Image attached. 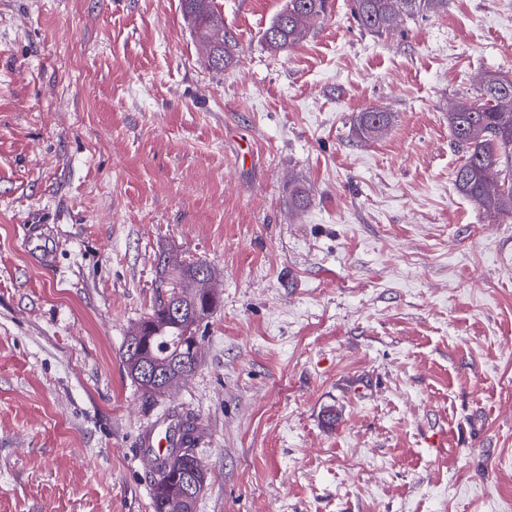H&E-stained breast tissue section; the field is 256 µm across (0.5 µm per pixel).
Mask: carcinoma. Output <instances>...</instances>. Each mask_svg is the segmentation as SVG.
Instances as JSON below:
<instances>
[{
	"label": "carcinoma",
	"mask_w": 512,
	"mask_h": 512,
	"mask_svg": "<svg viewBox=\"0 0 512 512\" xmlns=\"http://www.w3.org/2000/svg\"><path fill=\"white\" fill-rule=\"evenodd\" d=\"M351 14L359 27L377 36L390 33L397 19L420 13H440L448 0H351ZM330 0H286L264 41L275 52L286 51L305 36L310 20L328 12ZM181 9L190 21L195 37L210 66L222 70L232 63L237 47L231 31L224 29V17L214 0H181ZM391 116L381 108H370L358 115L357 131L365 139L381 134ZM448 126L455 145L462 150V163L453 173L457 191L491 217H512V76L506 72L484 74L477 94L448 113ZM208 280L184 279L180 300L197 308L193 322H177L167 315L164 301L133 330L142 333L143 345L136 354L122 351V362L131 380L139 360L152 361L169 370L170 388L180 386L184 373L192 374L201 358L203 337L200 326L211 317L219 297L207 286ZM157 479L152 485L153 512H174L171 498L186 483L206 475H194L170 448L156 462Z\"/></svg>",
	"instance_id": "1"
}]
</instances>
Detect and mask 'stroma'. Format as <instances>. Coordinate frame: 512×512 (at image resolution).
<instances>
[{
  "mask_svg": "<svg viewBox=\"0 0 512 512\" xmlns=\"http://www.w3.org/2000/svg\"><path fill=\"white\" fill-rule=\"evenodd\" d=\"M214 2L221 70L180 0H0V512H152L143 436L189 418L196 512H512V220L457 191L448 127L512 73V0L382 37L332 0L281 52L286 0ZM170 253L220 302L150 401L121 352ZM389 112L381 108H370L361 112L357 118V131L364 139H371L381 134L390 124ZM184 436L182 438L181 446L183 447L182 454H184L185 449L188 448L184 454L185 460L188 465L194 468V472H203L204 466L202 464L201 459L198 455L192 450L195 448L194 441L197 439L196 436V427L191 422L185 423Z\"/></svg>",
  "mask_w": 512,
  "mask_h": 512,
  "instance_id": "35a3bbf8",
  "label": "stroma"
}]
</instances>
